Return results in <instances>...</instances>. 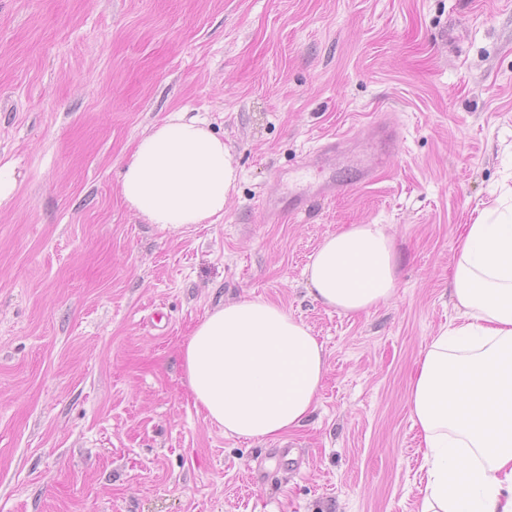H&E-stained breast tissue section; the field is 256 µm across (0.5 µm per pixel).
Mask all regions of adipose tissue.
I'll use <instances>...</instances> for the list:
<instances>
[{"instance_id": "1", "label": "adipose tissue", "mask_w": 512, "mask_h": 512, "mask_svg": "<svg viewBox=\"0 0 512 512\" xmlns=\"http://www.w3.org/2000/svg\"><path fill=\"white\" fill-rule=\"evenodd\" d=\"M237 180L223 137L179 109L136 141L119 187L147 223L178 230L221 218ZM396 269L384 227L352 224L323 239L305 273L314 300L356 314L395 298ZM448 284L457 316L409 383L426 479L419 512H512V206L461 225ZM180 358L197 411L246 440L301 427L327 371L317 336L264 299L207 312Z\"/></svg>"}]
</instances>
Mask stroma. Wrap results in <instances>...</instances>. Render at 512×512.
Listing matches in <instances>:
<instances>
[{
    "mask_svg": "<svg viewBox=\"0 0 512 512\" xmlns=\"http://www.w3.org/2000/svg\"><path fill=\"white\" fill-rule=\"evenodd\" d=\"M186 108L239 171L224 215L169 231L123 203L136 140ZM394 123L373 181L305 214L316 147ZM0 512H417L408 386L454 317L458 227L512 192V0H0ZM381 224L398 291L323 307L304 269L328 234ZM273 301L324 346L311 418L225 436L179 350L215 306ZM267 476L250 484L251 469Z\"/></svg>",
    "mask_w": 512,
    "mask_h": 512,
    "instance_id": "stroma-1",
    "label": "stroma"
}]
</instances>
